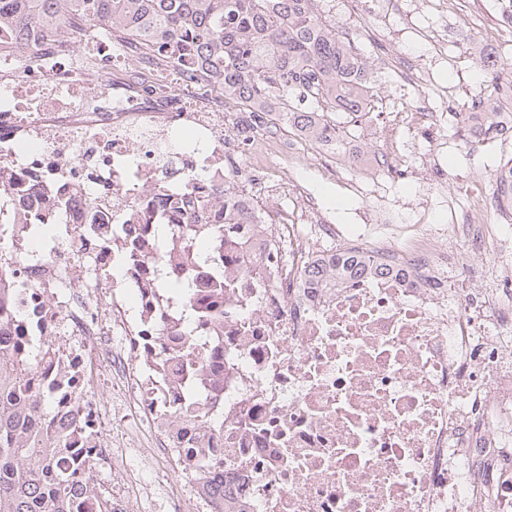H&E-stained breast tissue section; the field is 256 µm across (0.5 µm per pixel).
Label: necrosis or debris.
<instances>
[{
    "instance_id": "necrosis-or-debris-1",
    "label": "necrosis or debris",
    "mask_w": 512,
    "mask_h": 512,
    "mask_svg": "<svg viewBox=\"0 0 512 512\" xmlns=\"http://www.w3.org/2000/svg\"><path fill=\"white\" fill-rule=\"evenodd\" d=\"M447 62L395 58L422 97L394 122L456 113L433 84ZM223 99L215 82L132 72L90 30L33 54L0 46V336L31 360L69 456L90 460L83 479L122 448L112 512H185L184 481L205 512H512V276L472 291L436 244L451 234L512 265V156L473 169L488 187L449 224L387 223L369 243L320 215L276 121L243 136ZM348 164L345 189L384 198L375 173L397 167L383 145ZM270 170L301 223H273L242 190ZM182 200L206 203L204 223ZM228 204L250 220L222 237ZM24 218L51 223L49 248ZM193 232L213 255L188 264ZM168 279L187 298L163 294Z\"/></svg>"
}]
</instances>
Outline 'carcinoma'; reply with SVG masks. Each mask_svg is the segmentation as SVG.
Returning <instances> with one entry per match:
<instances>
[{
  "label": "carcinoma",
  "mask_w": 512,
  "mask_h": 512,
  "mask_svg": "<svg viewBox=\"0 0 512 512\" xmlns=\"http://www.w3.org/2000/svg\"><path fill=\"white\" fill-rule=\"evenodd\" d=\"M325 0H0V39L30 48V28L52 36L77 29L128 45L157 68H185L224 85V105L253 119L281 113L288 127L341 144L330 112L376 107L366 64L328 19ZM503 102L484 106L477 132L499 135ZM25 357L0 345V512H83L86 461L62 455L60 434L32 422Z\"/></svg>",
  "instance_id": "carcinoma-1"
}]
</instances>
